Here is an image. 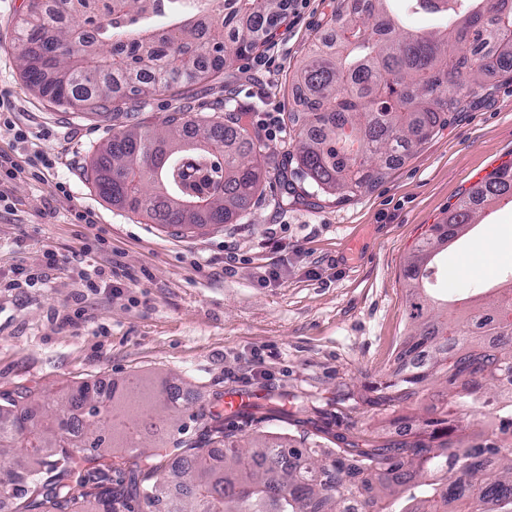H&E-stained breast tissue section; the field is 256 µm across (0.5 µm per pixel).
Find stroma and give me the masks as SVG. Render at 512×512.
I'll return each mask as SVG.
<instances>
[{
    "label": "stroma",
    "instance_id": "35a3bbf8",
    "mask_svg": "<svg viewBox=\"0 0 512 512\" xmlns=\"http://www.w3.org/2000/svg\"><path fill=\"white\" fill-rule=\"evenodd\" d=\"M294 4L271 40L218 76L94 118L27 84L17 32L30 0H0V156L22 169L0 180L1 392L138 376L157 391L180 385L191 413L221 415L243 438L277 432L305 443L391 440L405 418L439 406V382L399 408L380 406L375 388L410 333L415 244L512 164V77H486L452 125L350 199L316 191L289 165L284 181L269 170L232 223L185 230L107 200L87 173L98 145L132 124L157 130L171 112L247 113L267 153L287 163L294 133L283 115L305 109L297 76L332 12L352 0ZM434 262L433 294L451 306L511 281L512 204L485 207ZM102 276L122 295L89 290ZM234 393L249 402L230 415L224 397Z\"/></svg>",
    "mask_w": 512,
    "mask_h": 512
}]
</instances>
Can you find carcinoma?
<instances>
[{
  "mask_svg": "<svg viewBox=\"0 0 512 512\" xmlns=\"http://www.w3.org/2000/svg\"><path fill=\"white\" fill-rule=\"evenodd\" d=\"M394 0H353L335 18V42L318 46L301 69L307 111L289 112L297 128V167L319 189L353 197L378 179V163L400 160L455 119L489 73L512 74V0L489 12L479 0H403L406 11L435 17L411 29ZM282 0H32L22 20L19 61L29 85L53 101L112 111L129 100L186 87L221 73L232 58L267 39ZM166 16L163 27L151 25ZM84 19L76 30L70 22ZM466 45L468 56L452 47ZM244 112L193 121L168 114L161 131L136 127L108 140L93 156L98 192L158 224L191 229L228 224L274 164ZM512 203V168L489 173L464 195L444 224L414 250L409 319L415 340L401 351L421 353L379 383L384 406L401 407L437 379L446 385L436 418L416 420L402 438L382 444L336 436V447L299 448L286 436L250 443L218 417L196 415L202 440L146 448L141 419L167 413L175 427L186 411L170 385L130 414L95 386H72L58 398L32 391L0 393V457L27 461L23 477L0 476V499L13 512H512V284L487 301L448 312L423 296L422 281L439 242L456 238L478 211ZM493 406V423L478 442L440 439L472 424L471 413ZM81 411L75 423L72 410ZM41 413L38 424H29ZM212 444L224 447L221 456ZM121 448L112 464L106 453ZM364 483L342 477L345 464ZM79 478L82 495L74 493Z\"/></svg>",
  "mask_w": 512,
  "mask_h": 512,
  "instance_id": "1",
  "label": "carcinoma"
}]
</instances>
